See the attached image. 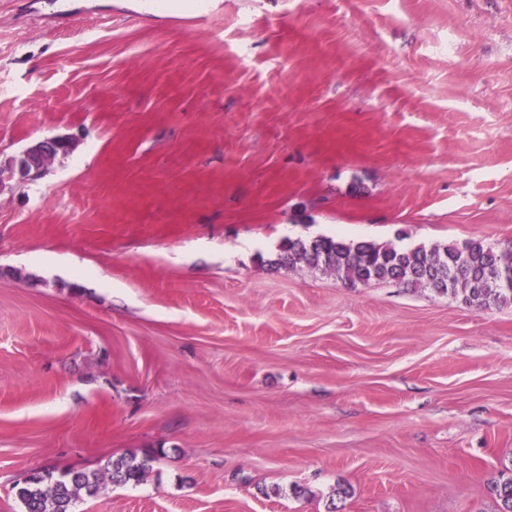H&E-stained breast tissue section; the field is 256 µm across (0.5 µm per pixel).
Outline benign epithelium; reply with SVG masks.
I'll return each mask as SVG.
<instances>
[{
    "instance_id": "1",
    "label": "benign epithelium",
    "mask_w": 512,
    "mask_h": 512,
    "mask_svg": "<svg viewBox=\"0 0 512 512\" xmlns=\"http://www.w3.org/2000/svg\"><path fill=\"white\" fill-rule=\"evenodd\" d=\"M76 141L70 136H56L38 141L16 155L0 158V192L15 184L40 178L46 166L57 156L74 151Z\"/></svg>"
}]
</instances>
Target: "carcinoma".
Instances as JSON below:
<instances>
[{"label": "carcinoma", "instance_id": "1", "mask_svg": "<svg viewBox=\"0 0 512 512\" xmlns=\"http://www.w3.org/2000/svg\"><path fill=\"white\" fill-rule=\"evenodd\" d=\"M512 246L499 247L482 240L460 245L398 248L389 243L320 236L310 241L290 239L279 264L303 265L314 271L336 273L350 287L372 282H395L414 289L461 299L476 310L512 305V287L499 283L509 276L503 263ZM151 456L110 459L101 470L35 473L14 486L23 512H67L81 495H97L105 481L137 484L150 469ZM498 512H512V475L494 486Z\"/></svg>", "mask_w": 512, "mask_h": 512}]
</instances>
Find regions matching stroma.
<instances>
[{"mask_svg":"<svg viewBox=\"0 0 512 512\" xmlns=\"http://www.w3.org/2000/svg\"><path fill=\"white\" fill-rule=\"evenodd\" d=\"M0 512H495L512 307L278 266L512 245V0H0ZM76 141L70 136H56L38 141L16 155L0 158V192L13 185L40 178L46 166L58 155L72 153ZM152 456L138 460L136 456L109 459L101 470L35 473L14 486L15 497L23 512H68L82 494L97 495L108 478L118 485L138 484L150 469Z\"/></svg>","mask_w":512,"mask_h":512,"instance_id":"obj_1","label":"stroma"}]
</instances>
